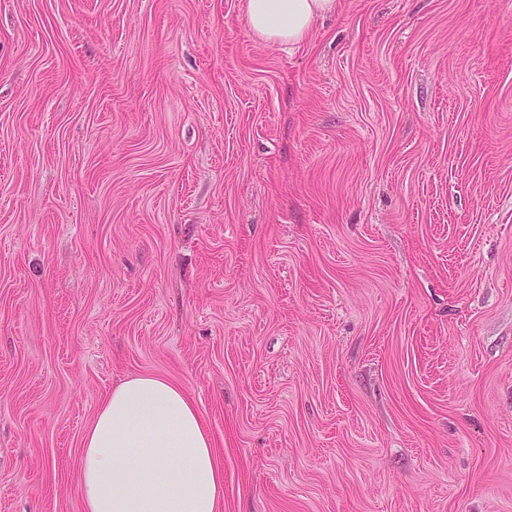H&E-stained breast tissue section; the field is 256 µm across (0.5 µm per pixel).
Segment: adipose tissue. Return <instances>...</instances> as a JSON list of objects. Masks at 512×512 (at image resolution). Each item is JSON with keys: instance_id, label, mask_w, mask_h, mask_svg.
<instances>
[{"instance_id": "1", "label": "adipose tissue", "mask_w": 512, "mask_h": 512, "mask_svg": "<svg viewBox=\"0 0 512 512\" xmlns=\"http://www.w3.org/2000/svg\"><path fill=\"white\" fill-rule=\"evenodd\" d=\"M338 0H247L255 37L299 44ZM83 512H223L224 469L184 389L140 375L108 394L82 440Z\"/></svg>"}]
</instances>
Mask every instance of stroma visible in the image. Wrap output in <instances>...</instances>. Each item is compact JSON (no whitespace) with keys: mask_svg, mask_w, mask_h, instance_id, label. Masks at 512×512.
Here are the masks:
<instances>
[{"mask_svg":"<svg viewBox=\"0 0 512 512\" xmlns=\"http://www.w3.org/2000/svg\"><path fill=\"white\" fill-rule=\"evenodd\" d=\"M140 374L223 512H512V0H0V512ZM337 10L338 0H247L246 18L258 39L296 45L305 41L317 19Z\"/></svg>","mask_w":512,"mask_h":512,"instance_id":"1","label":"stroma"}]
</instances>
